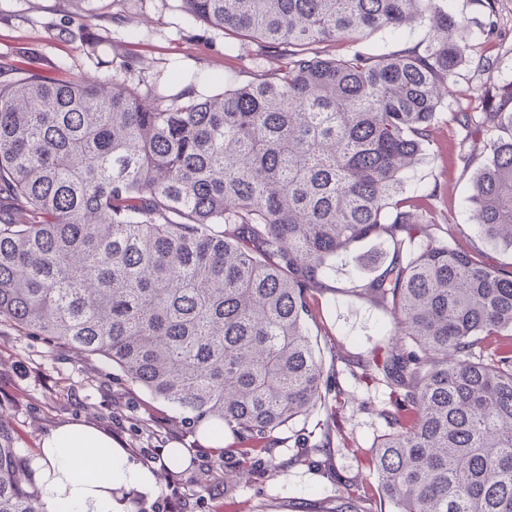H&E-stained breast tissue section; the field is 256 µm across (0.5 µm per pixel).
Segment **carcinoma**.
Here are the masks:
<instances>
[{
    "label": "carcinoma",
    "mask_w": 512,
    "mask_h": 512,
    "mask_svg": "<svg viewBox=\"0 0 512 512\" xmlns=\"http://www.w3.org/2000/svg\"><path fill=\"white\" fill-rule=\"evenodd\" d=\"M195 21L279 59L196 95L38 69L0 81V324L101 358L173 418L229 429L242 460L279 472L275 432L341 395L308 326L336 259L386 260L346 292L393 310L394 345L365 366L390 387L369 461L396 512H512V274L427 233L403 196L431 126L488 161L467 203L512 250V110L444 112L475 47L447 0H182ZM415 22L411 47H372ZM345 53L322 50L329 42ZM0 512H46L0 432ZM427 25L419 24L411 32L407 29L399 33H391L386 30H378L369 37L371 43L378 46H387L391 49L402 48L423 39L427 35Z\"/></svg>",
    "instance_id": "obj_1"
}]
</instances>
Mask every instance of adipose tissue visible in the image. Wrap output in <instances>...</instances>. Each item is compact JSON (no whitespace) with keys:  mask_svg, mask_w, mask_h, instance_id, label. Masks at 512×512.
I'll use <instances>...</instances> for the list:
<instances>
[{"mask_svg":"<svg viewBox=\"0 0 512 512\" xmlns=\"http://www.w3.org/2000/svg\"><path fill=\"white\" fill-rule=\"evenodd\" d=\"M46 512H125L118 489L150 490L153 473L130 462L111 435L88 423H66L41 443L36 460Z\"/></svg>","mask_w":512,"mask_h":512,"instance_id":"obj_1","label":"adipose tissue"}]
</instances>
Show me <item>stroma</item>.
Returning <instances> with one entry per match:
<instances>
[{"mask_svg": "<svg viewBox=\"0 0 512 512\" xmlns=\"http://www.w3.org/2000/svg\"><path fill=\"white\" fill-rule=\"evenodd\" d=\"M454 13L465 15L462 37L488 57L462 65L454 79L455 93L444 95L448 107L467 102L484 89L500 95L512 91V0H451ZM101 36L107 46L105 64L88 55L85 37ZM39 68L67 79L88 77L125 84L146 93L155 83L180 91L194 76L234 73L252 81L258 69L276 68L278 61L256 41L229 47L222 31L191 19L182 0H99L93 14H81L65 0H0V73L26 65V52ZM464 131L438 122L429 153L411 175L408 194L435 192L430 202L435 237L452 241L487 266L512 272V251L484 243L463 205L471 181L487 156L469 151ZM353 265L337 264L325 287L315 295L309 327L323 352L326 371L336 378L345 404L332 432L329 448L317 463L297 461V450L281 431L275 450L284 470L275 476L240 477L237 465L226 464L238 443L231 433L221 441L201 442L196 428L174 420L170 407L132 385L103 361L72 349L53 346L16 327L0 325V428L14 441L25 462H33L41 441L56 426L85 422L108 432L131 461L151 469L150 493L129 492L127 512H157L171 497L181 512H333L342 494L361 497L368 512H394L380 501L366 465L378 436L384 433L383 410L389 389L362 379L361 362L384 343L392 314L370 301L345 292ZM171 448L186 449L188 463L167 461Z\"/></svg>", "mask_w": 512, "mask_h": 512, "instance_id": "35a3bbf8", "label": "stroma"}]
</instances>
